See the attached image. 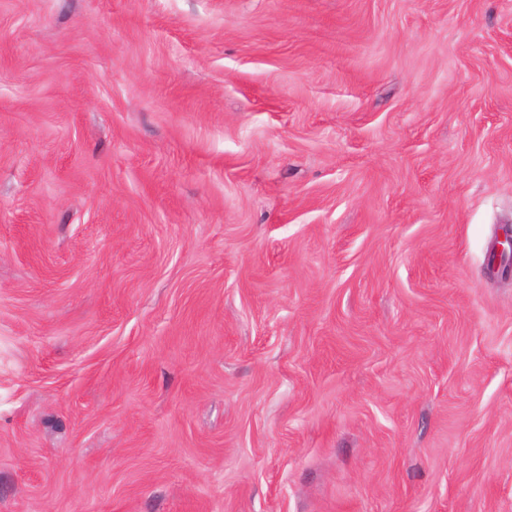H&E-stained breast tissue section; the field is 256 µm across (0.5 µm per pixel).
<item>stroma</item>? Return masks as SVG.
<instances>
[{"mask_svg":"<svg viewBox=\"0 0 512 512\" xmlns=\"http://www.w3.org/2000/svg\"><path fill=\"white\" fill-rule=\"evenodd\" d=\"M512 0H0V512H512ZM502 240H496L494 243L491 252L493 261L499 260L500 265L503 258L510 259L511 264L506 272L501 270V274L505 276H512V225L505 224L502 227Z\"/></svg>","mask_w":512,"mask_h":512,"instance_id":"obj_1","label":"stroma"}]
</instances>
